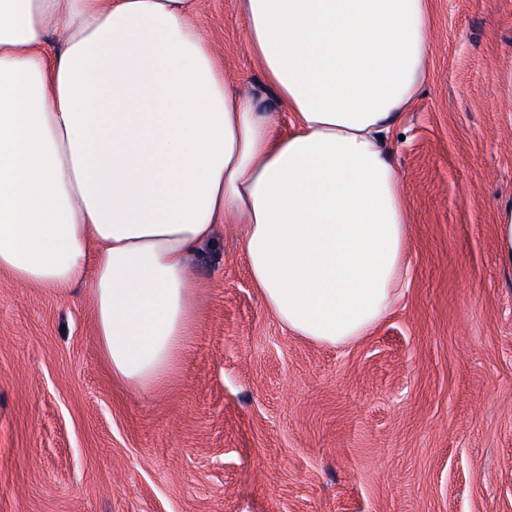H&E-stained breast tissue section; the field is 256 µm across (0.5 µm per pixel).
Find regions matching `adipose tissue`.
Masks as SVG:
<instances>
[{"mask_svg":"<svg viewBox=\"0 0 512 512\" xmlns=\"http://www.w3.org/2000/svg\"><path fill=\"white\" fill-rule=\"evenodd\" d=\"M197 0H0V270L89 282L112 373L173 367L190 260L244 227L252 281L295 335L346 345L392 308L408 208L388 137L422 84L427 0H240L295 120L224 77Z\"/></svg>","mask_w":512,"mask_h":512,"instance_id":"ef3b65f1","label":"adipose tissue"}]
</instances>
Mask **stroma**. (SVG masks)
Masks as SVG:
<instances>
[{
    "instance_id": "35a3bbf8",
    "label": "stroma",
    "mask_w": 512,
    "mask_h": 512,
    "mask_svg": "<svg viewBox=\"0 0 512 512\" xmlns=\"http://www.w3.org/2000/svg\"><path fill=\"white\" fill-rule=\"evenodd\" d=\"M427 75L390 158L408 275L346 346L281 325L238 225L195 260L174 369L140 389L99 348L89 286L0 272V512H512V0H428ZM224 73L277 112L238 0H198ZM497 232L501 260L512 267V203L500 208Z\"/></svg>"
}]
</instances>
